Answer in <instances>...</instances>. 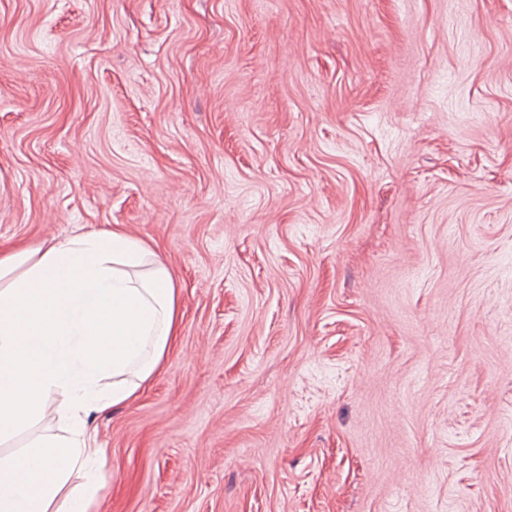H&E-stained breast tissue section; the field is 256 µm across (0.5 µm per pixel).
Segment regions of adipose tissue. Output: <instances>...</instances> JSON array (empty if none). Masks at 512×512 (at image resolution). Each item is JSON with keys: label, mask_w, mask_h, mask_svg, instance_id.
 Listing matches in <instances>:
<instances>
[{"label": "adipose tissue", "mask_w": 512, "mask_h": 512, "mask_svg": "<svg viewBox=\"0 0 512 512\" xmlns=\"http://www.w3.org/2000/svg\"><path fill=\"white\" fill-rule=\"evenodd\" d=\"M179 331L169 267L120 228L0 249V445L32 434L0 459V512H89L105 457L87 418L135 400Z\"/></svg>", "instance_id": "ef3b65f1"}]
</instances>
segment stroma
<instances>
[{
	"mask_svg": "<svg viewBox=\"0 0 512 512\" xmlns=\"http://www.w3.org/2000/svg\"><path fill=\"white\" fill-rule=\"evenodd\" d=\"M116 225L94 512H512V0H0V244Z\"/></svg>",
	"mask_w": 512,
	"mask_h": 512,
	"instance_id": "stroma-1",
	"label": "stroma"
}]
</instances>
